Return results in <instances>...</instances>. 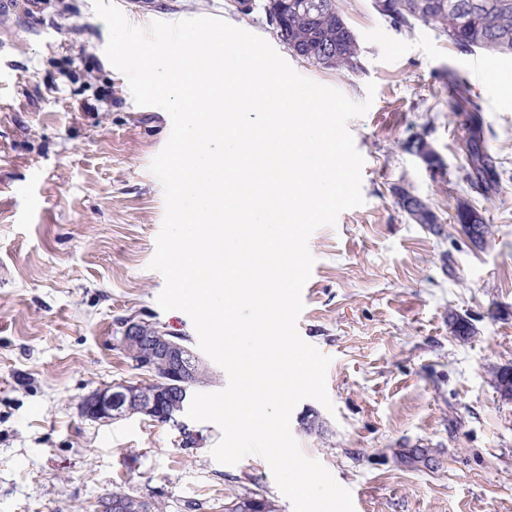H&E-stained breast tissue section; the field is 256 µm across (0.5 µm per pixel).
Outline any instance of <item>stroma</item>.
<instances>
[{
  "label": "stroma",
  "instance_id": "stroma-1",
  "mask_svg": "<svg viewBox=\"0 0 512 512\" xmlns=\"http://www.w3.org/2000/svg\"><path fill=\"white\" fill-rule=\"evenodd\" d=\"M114 2L145 31L224 19L356 102L375 82L371 108L348 123L365 159L364 203L310 235L315 263L297 322L331 359L334 408L302 400L290 430L351 492L355 512H512V398L493 377L512 366V56L465 53L433 26L397 28L374 0H339L361 47L360 69L344 72L291 53L259 5L242 15L230 0ZM107 40L93 0L0 18V512H94L118 486L193 500L200 512L258 488L293 512L263 457L213 458L212 422H194L203 441L188 452L172 425L80 413L90 391L150 378L118 346L125 319L198 339L186 313L160 308L164 278L149 267L165 214L150 166L171 118L134 102ZM451 70L473 88L502 186L489 200L469 195L491 228L479 246L454 221L470 148L467 114L449 110L443 88ZM418 138L443 171L410 150ZM400 186L430 206L436 228L409 219ZM456 316L472 323L470 340L455 336ZM310 413L320 421L312 432L302 424Z\"/></svg>",
  "mask_w": 512,
  "mask_h": 512
}]
</instances>
